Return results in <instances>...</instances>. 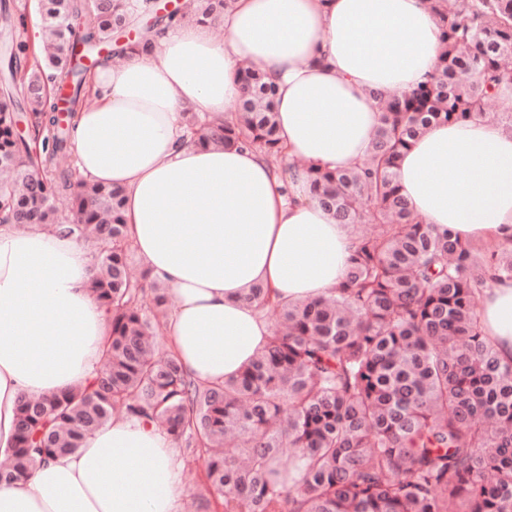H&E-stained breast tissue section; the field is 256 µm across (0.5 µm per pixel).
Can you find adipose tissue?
Listing matches in <instances>:
<instances>
[{
	"label": "adipose tissue",
	"instance_id": "1",
	"mask_svg": "<svg viewBox=\"0 0 512 512\" xmlns=\"http://www.w3.org/2000/svg\"><path fill=\"white\" fill-rule=\"evenodd\" d=\"M223 25L218 40L209 25L176 19L155 53L99 66L95 102L73 129L81 180L122 189L131 246L174 298L169 351L205 383L238 375L266 344L251 288L296 302L345 281L354 236L312 198L310 172L363 160L380 123L374 92L427 82L444 49L425 0H230ZM246 66L277 87L286 176L252 148L195 145L183 122L187 109L233 118ZM397 173L425 223L512 245V131L486 119L432 125ZM91 269L85 245L52 227L0 225V455L14 444L22 397L79 386L99 360L109 316ZM479 312L512 361V282L485 289ZM175 460L156 423L116 418L76 453L0 484V512H179Z\"/></svg>",
	"mask_w": 512,
	"mask_h": 512
}]
</instances>
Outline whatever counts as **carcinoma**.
Wrapping results in <instances>:
<instances>
[{
	"label": "carcinoma",
	"instance_id": "cac0c4a2",
	"mask_svg": "<svg viewBox=\"0 0 512 512\" xmlns=\"http://www.w3.org/2000/svg\"><path fill=\"white\" fill-rule=\"evenodd\" d=\"M47 43L13 96L27 46L0 44V224H51L96 247L90 290L110 315L102 366L85 385L22 398L0 481L79 450L115 414L153 421L187 454H207L205 490L224 512H512V363L483 335L489 281H512V247L486 249L423 223L400 194L398 161L427 127L486 117L512 131V0H426L443 23L431 79L407 94L374 92L381 112L365 161L316 170L314 199L359 229L346 282L327 295L276 304L278 323L238 376L193 379L155 353L168 292L133 272L112 186L73 182L57 157L71 149L54 87L68 111L86 100L87 57L113 43L127 14L153 0H36ZM229 0H194L156 18L219 22ZM233 122L186 113L203 145L242 143L272 163L284 156L276 86L243 70ZM26 104L45 131L36 152L18 133ZM70 209L60 212L57 195Z\"/></svg>",
	"mask_w": 512,
	"mask_h": 512
}]
</instances>
